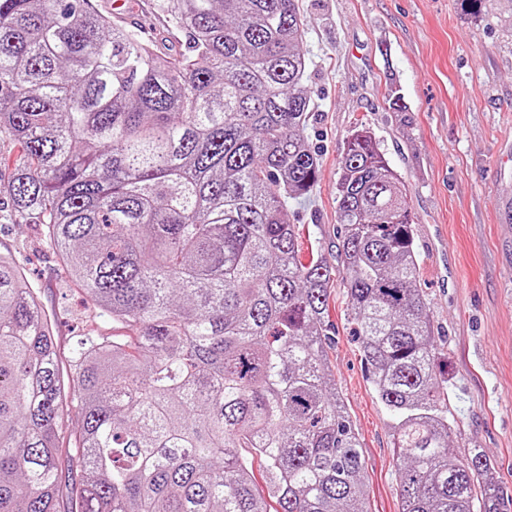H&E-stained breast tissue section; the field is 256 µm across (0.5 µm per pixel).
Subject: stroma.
I'll return each mask as SVG.
<instances>
[{
  "mask_svg": "<svg viewBox=\"0 0 512 512\" xmlns=\"http://www.w3.org/2000/svg\"><path fill=\"white\" fill-rule=\"evenodd\" d=\"M314 104L306 135L318 183L289 202L291 223L337 264L336 182L344 142L366 125L402 178L415 216L419 283L450 381L453 455L483 449L512 512V0H298ZM118 22L152 37L154 0H125ZM396 88L407 111L388 109ZM57 322L68 361L91 305L36 224H1ZM327 358L362 443L368 512H401L393 417L362 363L343 281L329 297Z\"/></svg>",
  "mask_w": 512,
  "mask_h": 512,
  "instance_id": "stroma-1",
  "label": "stroma"
}]
</instances>
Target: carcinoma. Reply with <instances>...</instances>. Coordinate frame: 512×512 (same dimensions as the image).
<instances>
[{"mask_svg":"<svg viewBox=\"0 0 512 512\" xmlns=\"http://www.w3.org/2000/svg\"><path fill=\"white\" fill-rule=\"evenodd\" d=\"M156 7L185 50L89 0H0V221L41 225L124 329L80 337L62 370L38 292L0 253V512H368L327 359L339 272L394 416L402 512H503L490 456L452 459L413 214L367 128L336 184L341 267L288 220L320 168L297 0Z\"/></svg>","mask_w":512,"mask_h":512,"instance_id":"1","label":"carcinoma"}]
</instances>
